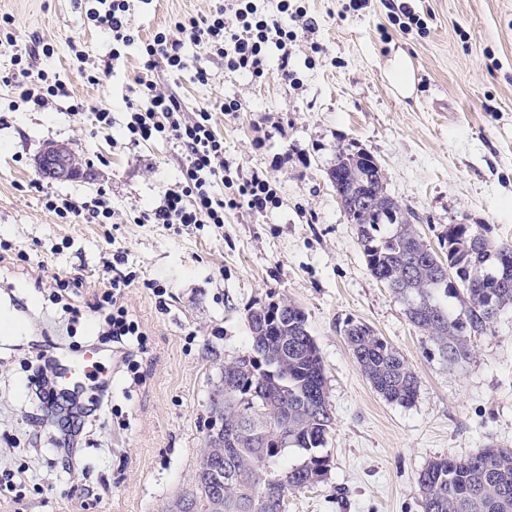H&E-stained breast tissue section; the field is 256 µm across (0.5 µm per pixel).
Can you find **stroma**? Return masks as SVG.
Returning <instances> with one entry per match:
<instances>
[{"instance_id": "35a3bbf8", "label": "stroma", "mask_w": 512, "mask_h": 512, "mask_svg": "<svg viewBox=\"0 0 512 512\" xmlns=\"http://www.w3.org/2000/svg\"><path fill=\"white\" fill-rule=\"evenodd\" d=\"M304 18L282 79L269 52L265 75L225 70L221 57L186 43L187 66L159 70L188 109L212 112L224 155L242 170L268 172L280 205L264 214L226 212L223 226L140 224L182 179L181 150L157 138L131 142L127 99L139 72L138 40L171 32L177 20L205 15L214 0H133L137 42L113 52L112 37L88 19L86 0H0L14 45L0 44V289L13 288L60 316L56 278L85 274L71 291L81 310L77 343L98 335L102 265L119 252L137 278L125 305L143 332L142 384L117 385L112 407L93 428L69 473L50 452L27 453L36 409L24 391L22 357L0 359V469L20 468L18 494H0V512H169L194 483L206 443L210 401L224 363L249 349L251 306L287 298L304 309L326 375L333 425L323 449L324 481L290 494L287 512H423L417 479L439 457L464 459L489 444L512 448V308L472 337L471 356L448 367L403 305L366 267L327 172L340 149H364L386 176L387 191L418 214V230L437 246L448 224H483L512 244V0H303ZM409 6L423 28L394 17ZM44 41L52 56L34 68L66 82L70 95L37 108L13 89L16 51ZM97 67L88 83L74 49ZM410 59L413 88L401 95L386 71L394 53ZM207 71L199 83L197 71ZM244 110L225 117L224 100ZM108 109L110 129L93 131ZM278 117L276 126L260 122ZM63 147L82 175L45 179L37 160ZM105 195L107 224H69L47 197L89 201ZM164 288L156 297L151 287ZM369 325L419 378L412 404L385 401L359 371L344 336L347 322ZM90 485L99 499L71 496Z\"/></svg>"}]
</instances>
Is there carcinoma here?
I'll use <instances>...</instances> for the list:
<instances>
[{"instance_id": "1", "label": "carcinoma", "mask_w": 512, "mask_h": 512, "mask_svg": "<svg viewBox=\"0 0 512 512\" xmlns=\"http://www.w3.org/2000/svg\"><path fill=\"white\" fill-rule=\"evenodd\" d=\"M328 180L371 275L391 288L409 321L450 366L471 355L470 338L490 330L512 307V245L496 243L483 224L444 226L439 249L417 231L419 217L386 189L382 168L367 152L341 150ZM482 245L474 246L476 236ZM250 351L224 363V383L210 412H224V440L202 449L195 488L180 496L181 512H255L260 497L278 499L328 473L318 452L332 429L322 358L305 311L282 299L248 309ZM344 335L355 361L386 401L407 405L418 376L405 358L364 323ZM275 364V375L266 373ZM291 448L300 463L285 466ZM423 512H512V449L489 445L458 460L440 457L418 477Z\"/></svg>"}]
</instances>
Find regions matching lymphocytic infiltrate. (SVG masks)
<instances>
[{
  "label": "lymphocytic infiltrate",
  "instance_id": "lymphocytic-infiltrate-1",
  "mask_svg": "<svg viewBox=\"0 0 512 512\" xmlns=\"http://www.w3.org/2000/svg\"><path fill=\"white\" fill-rule=\"evenodd\" d=\"M129 10L128 0H96L89 16L96 27L110 32L116 43L126 46L135 40L128 23ZM303 15V7L291 6L289 0H282L275 15L259 12L253 0H223L209 14L178 20L175 34L159 32L144 43L140 73L130 88L134 100L130 104L127 129L135 142L157 137L176 140L182 150L184 181L165 193L162 204L143 211L139 223L220 225L229 210L245 208L262 214L277 207V186L267 174L258 170H234L226 162L224 140L214 130L212 113L205 109L186 113L179 94L162 87L155 73L161 67L172 72L183 70L186 61L182 49L189 41L223 57L224 67L229 71L262 77L270 50H277L281 63H288L297 35L288 29L286 21ZM13 62L19 65L21 75L14 89L23 100L43 107L50 99L68 97L63 81L46 84L44 71L36 72L24 65L22 56H15ZM45 207L74 224H105L112 217V208L103 197L91 204L50 198ZM124 262V256L113 255L101 298L110 306L105 342L118 354L113 371L115 376L132 379L137 374V358L143 342L138 322L130 318L124 305L126 290L136 279L134 273L123 272ZM33 365L26 398L37 408L42 423L53 427L52 454L56 464L66 470L72 465L74 446L83 441L110 405L113 381L104 377L95 381L96 394L82 406L80 419L73 425L65 422L47 403L56 387L53 364L37 358Z\"/></svg>",
  "mask_w": 512,
  "mask_h": 512
}]
</instances>
